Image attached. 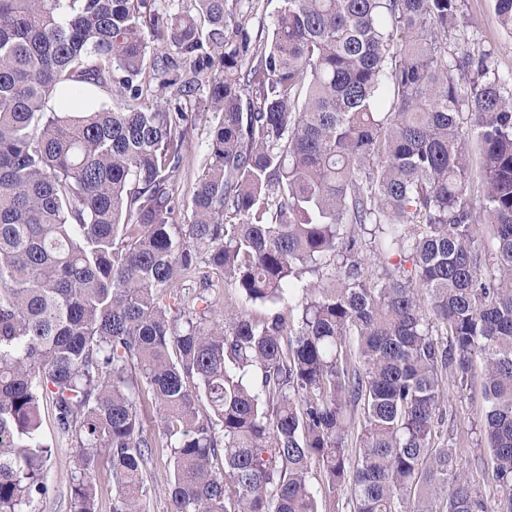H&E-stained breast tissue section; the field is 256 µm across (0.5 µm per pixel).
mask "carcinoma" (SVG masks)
Here are the masks:
<instances>
[{
    "label": "carcinoma",
    "mask_w": 512,
    "mask_h": 512,
    "mask_svg": "<svg viewBox=\"0 0 512 512\" xmlns=\"http://www.w3.org/2000/svg\"><path fill=\"white\" fill-rule=\"evenodd\" d=\"M193 2L0 0V512L52 493L44 401L74 512L103 452L112 512H146L160 447L168 512H318L314 463L354 512H512V96L448 53L462 0H282L261 50ZM477 372L493 499L443 438ZM193 104V112H198V120L195 127L189 131L183 151V161L173 187L177 196L185 204L181 210L179 224H188L191 220V210L188 203L203 173V161L209 143L211 126L216 122L214 114L207 110L206 87L201 88ZM172 460L169 448H154L146 470L147 512H167V488L172 478Z\"/></svg>",
    "instance_id": "cac0c4a2"
}]
</instances>
